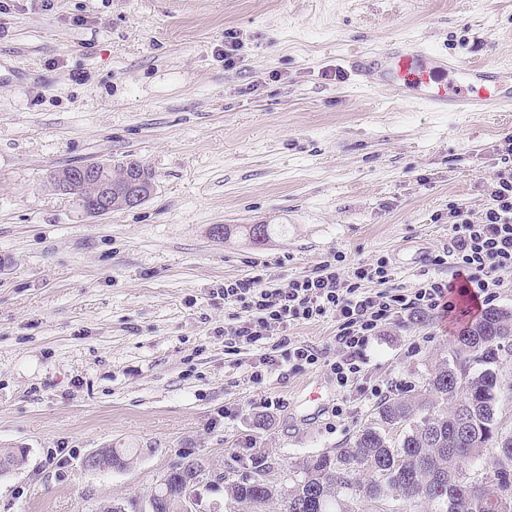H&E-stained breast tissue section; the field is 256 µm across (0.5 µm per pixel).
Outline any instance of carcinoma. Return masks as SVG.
I'll use <instances>...</instances> for the list:
<instances>
[{"instance_id":"1","label":"carcinoma","mask_w":512,"mask_h":512,"mask_svg":"<svg viewBox=\"0 0 512 512\" xmlns=\"http://www.w3.org/2000/svg\"><path fill=\"white\" fill-rule=\"evenodd\" d=\"M252 243L262 245L269 225L246 224ZM512 347V311L487 308L460 331L449 356L425 377L416 393L384 401L380 426L365 427L342 448L309 456L275 479L280 463L251 459L253 476L224 478V491L251 512L276 500L283 512H356L364 497L403 503L404 512L430 505L429 512H512V435L503 437L497 417L503 383L499 352ZM404 426L393 444L382 426ZM189 462L167 472L171 493L179 491Z\"/></svg>"}]
</instances>
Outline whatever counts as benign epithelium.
Returning a JSON list of instances; mask_svg holds the SVG:
<instances>
[{"label": "benign epithelium", "mask_w": 512, "mask_h": 512, "mask_svg": "<svg viewBox=\"0 0 512 512\" xmlns=\"http://www.w3.org/2000/svg\"><path fill=\"white\" fill-rule=\"evenodd\" d=\"M55 190L60 193L87 192L86 213L98 217L114 210L134 208L147 201L155 191V184L149 180L142 168L126 171L125 186L112 187V175L106 164L76 169L61 168L55 173Z\"/></svg>", "instance_id": "1"}]
</instances>
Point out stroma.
Segmentation results:
<instances>
[{
  "mask_svg": "<svg viewBox=\"0 0 512 512\" xmlns=\"http://www.w3.org/2000/svg\"><path fill=\"white\" fill-rule=\"evenodd\" d=\"M410 33L512 66V0H0V453L25 452L0 512H141L187 458L294 465L447 356L480 316L465 296L451 316L383 324L347 389L332 315L286 331L323 362L256 378L261 349L227 347L242 310L216 294L257 275L286 286L334 252L348 272L387 261L396 288L450 277L432 263L449 210L484 216L512 168V114L427 112L354 74L357 52ZM123 159L155 176L133 209L92 217L50 183ZM247 224L274 232L256 246ZM98 448L131 463L85 471Z\"/></svg>",
  "mask_w": 512,
  "mask_h": 512,
  "instance_id": "obj_1",
  "label": "stroma"
}]
</instances>
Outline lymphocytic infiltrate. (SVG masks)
I'll use <instances>...</instances> for the list:
<instances>
[{"label":"lymphocytic infiltrate","instance_id":"lymphocytic-infiltrate-1","mask_svg":"<svg viewBox=\"0 0 512 512\" xmlns=\"http://www.w3.org/2000/svg\"><path fill=\"white\" fill-rule=\"evenodd\" d=\"M491 203L481 222H473L464 209H456L449 227L448 245L439 258L453 274L465 278L476 295L494 300L504 280L512 276V171H500L490 182ZM342 255L323 261L309 275L280 287L259 278L226 281L220 293L225 301L259 314V325L247 320L225 324L229 343H255L262 329L287 328L297 321H315L335 315L336 359L332 368L339 387L352 386L365 373L364 351L383 321L432 312L451 313L452 280L430 279L419 287L404 290L391 287L392 273L380 263L357 268L343 275ZM320 360L314 347L298 345L281 337L259 362L267 370L282 374L302 369Z\"/></svg>","mask_w":512,"mask_h":512}]
</instances>
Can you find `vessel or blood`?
Wrapping results in <instances>:
<instances>
[{"instance_id":"1","label":"vessel or blood","mask_w":512,"mask_h":512,"mask_svg":"<svg viewBox=\"0 0 512 512\" xmlns=\"http://www.w3.org/2000/svg\"><path fill=\"white\" fill-rule=\"evenodd\" d=\"M375 89L410 98L434 112H502L512 108V68L466 63L418 40L357 60Z\"/></svg>"}]
</instances>
